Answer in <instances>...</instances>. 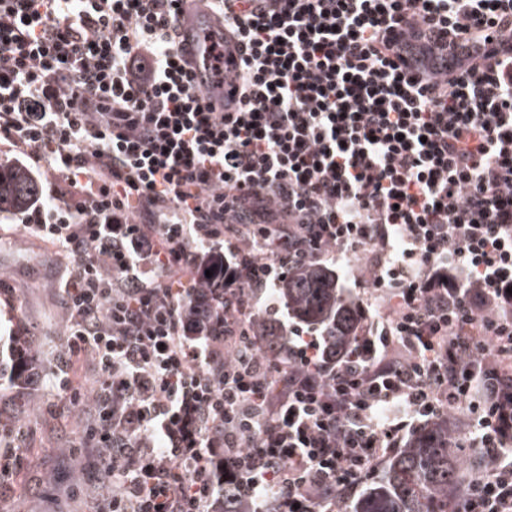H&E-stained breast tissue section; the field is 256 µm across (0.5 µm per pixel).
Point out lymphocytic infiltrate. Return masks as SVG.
Segmentation results:
<instances>
[{"mask_svg":"<svg viewBox=\"0 0 512 512\" xmlns=\"http://www.w3.org/2000/svg\"><path fill=\"white\" fill-rule=\"evenodd\" d=\"M181 0H0V144L46 176L18 228L65 256L52 387L88 410L96 512H333L402 433L476 416L458 512H512V0H210L232 111L181 64ZM485 46L432 81L398 38ZM374 247L394 308L342 361L243 326L291 265ZM227 250L199 288V249ZM98 374L81 392L75 369Z\"/></svg>","mask_w":512,"mask_h":512,"instance_id":"1","label":"lymphocytic infiltrate"}]
</instances>
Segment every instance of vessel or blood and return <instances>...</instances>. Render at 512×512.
Instances as JSON below:
<instances>
[{
  "label": "vessel or blood",
  "mask_w": 512,
  "mask_h": 512,
  "mask_svg": "<svg viewBox=\"0 0 512 512\" xmlns=\"http://www.w3.org/2000/svg\"><path fill=\"white\" fill-rule=\"evenodd\" d=\"M184 9L179 55L191 72L195 88L211 98L218 93L217 82L233 84L235 75L231 67L220 77L213 69V46L220 40L221 21L198 0H187ZM397 52L412 68L434 80L470 68L483 55L482 49L473 43L449 49L418 34L401 40Z\"/></svg>",
  "instance_id": "vessel-or-blood-1"
}]
</instances>
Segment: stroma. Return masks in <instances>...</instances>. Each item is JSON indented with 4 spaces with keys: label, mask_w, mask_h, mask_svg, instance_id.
Instances as JSON below:
<instances>
[{
    "label": "stroma",
    "mask_w": 512,
    "mask_h": 512,
    "mask_svg": "<svg viewBox=\"0 0 512 512\" xmlns=\"http://www.w3.org/2000/svg\"><path fill=\"white\" fill-rule=\"evenodd\" d=\"M376 259L365 248L333 268L347 296L364 310L367 321L390 311L388 291L367 287ZM57 254L47 242L23 237L10 212L0 213V352L9 353L16 336L33 337L41 362L21 390L0 392V433L19 436L30 465L13 477V492L1 508L5 512H92L85 499H71L69 480L84 477L98 485L94 471H81L70 448L83 429V414L66 396L48 389L44 376L53 367L64 334V300L56 287Z\"/></svg>",
    "instance_id": "obj_1"
}]
</instances>
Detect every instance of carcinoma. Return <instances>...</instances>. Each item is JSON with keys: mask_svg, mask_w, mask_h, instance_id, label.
Returning a JSON list of instances; mask_svg holds the SVG:
<instances>
[{"mask_svg": "<svg viewBox=\"0 0 512 512\" xmlns=\"http://www.w3.org/2000/svg\"><path fill=\"white\" fill-rule=\"evenodd\" d=\"M37 180L24 167L0 163V209L20 210L38 198ZM280 300L299 322L322 331L324 349L345 358L364 324L357 304L345 296L336 271L297 265L277 288ZM38 351L18 336L6 358L0 357V383H26ZM467 465L448 434V419L440 417L421 428L408 445L392 455L384 472L363 495L339 512H448L455 487ZM224 512H251L247 499H233L224 489Z\"/></svg>", "mask_w": 512, "mask_h": 512, "instance_id": "carcinoma-1", "label": "carcinoma"}]
</instances>
